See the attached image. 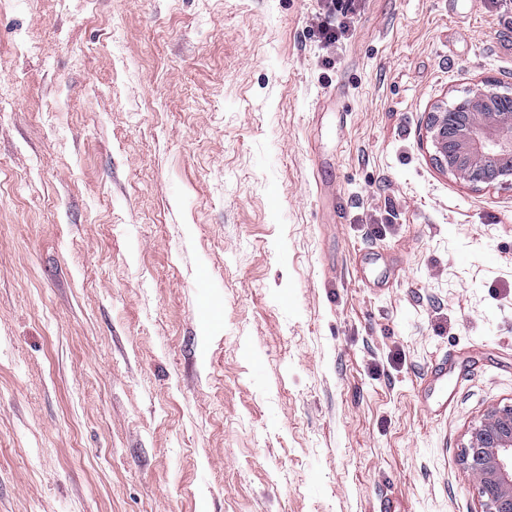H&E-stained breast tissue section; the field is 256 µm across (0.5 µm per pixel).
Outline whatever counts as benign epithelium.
Here are the masks:
<instances>
[{
	"mask_svg": "<svg viewBox=\"0 0 512 512\" xmlns=\"http://www.w3.org/2000/svg\"><path fill=\"white\" fill-rule=\"evenodd\" d=\"M436 163L473 186L512 185V82H483L428 113ZM481 512H512V405L473 424L463 446Z\"/></svg>",
	"mask_w": 512,
	"mask_h": 512,
	"instance_id": "7a95c632",
	"label": "benign epithelium"
}]
</instances>
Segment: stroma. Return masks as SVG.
Here are the masks:
<instances>
[{"label":"stroma","instance_id":"35a3bbf8","mask_svg":"<svg viewBox=\"0 0 512 512\" xmlns=\"http://www.w3.org/2000/svg\"><path fill=\"white\" fill-rule=\"evenodd\" d=\"M465 2L0 8V512H480L512 185L426 120L512 9Z\"/></svg>","mask_w":512,"mask_h":512}]
</instances>
